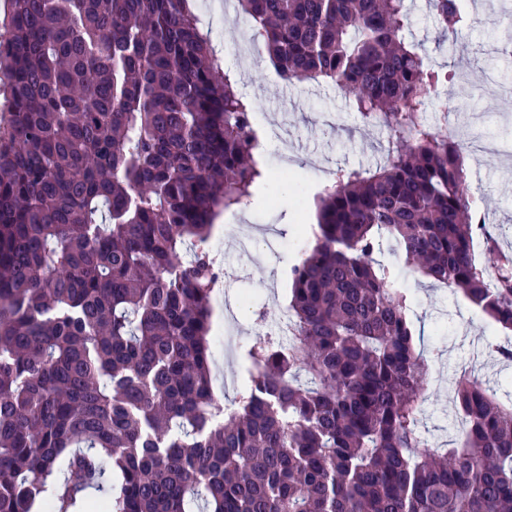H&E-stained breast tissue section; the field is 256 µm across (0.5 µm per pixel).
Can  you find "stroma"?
<instances>
[{"label": "stroma", "mask_w": 512, "mask_h": 512, "mask_svg": "<svg viewBox=\"0 0 512 512\" xmlns=\"http://www.w3.org/2000/svg\"><path fill=\"white\" fill-rule=\"evenodd\" d=\"M196 11L209 24L213 45L226 67L254 103V115L268 139L287 127L292 139L297 185H284V166L275 150L266 161L270 180L251 203L221 213L215 220L213 249L222 266L238 278L218 288L212 299V387L223 405H230L246 381V356L259 324L274 325L287 311L290 284L287 251L271 249L270 241H289L314 218L310 189L334 177L337 169H371L383 164L388 134L363 124L351 97L330 84H283L265 59L240 62L234 41L248 38L249 23L234 7L216 0H196ZM406 35L424 62L440 71L462 74L472 91L473 108L458 113L463 141L495 139L503 153L472 161L469 184L482 194L487 222L499 227L502 250L512 253V0H503V17L495 26H474L453 43H444L428 0H409ZM394 268L413 300L410 321L414 344L424 350L431 382L423 404L420 431L429 445L448 443L460 428L452 415L451 380L456 368L475 371L498 396L512 394V365L489 356L488 341L510 340L512 332L494 329L486 316L453 288L411 274L398 245L386 243L378 256Z\"/></svg>", "instance_id": "obj_1"}]
</instances>
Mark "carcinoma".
<instances>
[{
    "mask_svg": "<svg viewBox=\"0 0 512 512\" xmlns=\"http://www.w3.org/2000/svg\"><path fill=\"white\" fill-rule=\"evenodd\" d=\"M458 37L466 0H430ZM287 84L331 82L389 132L375 170L317 193L290 266L288 343L259 336L228 407L211 377L221 211L270 178L188 0H10L0 21V512H512V399L454 371L453 447L418 431L429 365L376 254L512 331L463 143L420 117L450 74L406 0H238Z\"/></svg>",
    "mask_w": 512,
    "mask_h": 512,
    "instance_id": "1",
    "label": "carcinoma"
}]
</instances>
